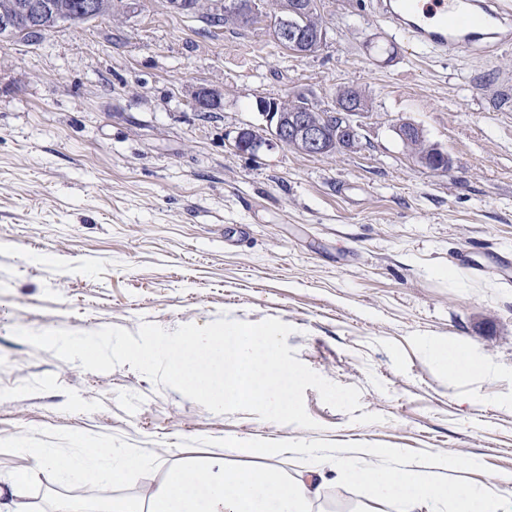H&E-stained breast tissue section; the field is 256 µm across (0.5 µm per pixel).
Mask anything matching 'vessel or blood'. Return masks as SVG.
<instances>
[{"label": "vessel or blood", "instance_id": "1", "mask_svg": "<svg viewBox=\"0 0 512 512\" xmlns=\"http://www.w3.org/2000/svg\"><path fill=\"white\" fill-rule=\"evenodd\" d=\"M372 7L423 50L492 57L512 44V0H373Z\"/></svg>", "mask_w": 512, "mask_h": 512}]
</instances>
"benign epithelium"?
<instances>
[{"label": "benign epithelium", "instance_id": "benign-epithelium-1", "mask_svg": "<svg viewBox=\"0 0 512 512\" xmlns=\"http://www.w3.org/2000/svg\"><path fill=\"white\" fill-rule=\"evenodd\" d=\"M208 13L235 21H252L262 16L269 19L274 36L284 39L287 27L281 24L280 13L270 14L262 0H248L247 9L238 8V0H211ZM326 31L317 27L305 34L288 39L291 50L298 54H312L324 44ZM258 108L266 121V130L276 142L290 146L301 154L324 156L338 150H353L361 143L362 125L358 118L367 113L366 107L359 101L336 100L334 108L328 112H313L299 103L297 107H288L287 100L264 98L258 101ZM396 134L405 142L414 137L424 139L422 130L409 121L395 126ZM266 143V140L252 128H244L236 137V147L240 151L254 152ZM426 152L421 162L429 168L443 169L452 166L451 157L438 146L425 144Z\"/></svg>", "mask_w": 512, "mask_h": 512}]
</instances>
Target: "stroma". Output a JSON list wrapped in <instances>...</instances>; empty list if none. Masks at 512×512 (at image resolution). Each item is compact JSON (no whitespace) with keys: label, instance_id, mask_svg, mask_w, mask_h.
<instances>
[{"label":"stroma","instance_id":"obj_1","mask_svg":"<svg viewBox=\"0 0 512 512\" xmlns=\"http://www.w3.org/2000/svg\"><path fill=\"white\" fill-rule=\"evenodd\" d=\"M317 5L327 39L307 56L263 21L208 35L166 0L0 42V479L34 470L31 449L74 456L85 442L144 459L123 483L74 484L89 502L126 498L163 461L257 465L234 440L279 449L286 471L296 448L324 465L385 448L384 464L512 494V112L492 97L512 46L444 59L376 20L370 0ZM348 86L370 100L362 149H236L263 122L257 98L328 109ZM203 88L221 95L205 114L192 105ZM402 120L451 168L417 163ZM224 316L291 326L297 359L357 387L381 422H354L310 387L314 430L215 414L129 365L89 372L15 334ZM434 339L472 368L443 377ZM34 472L31 498L50 503L55 470Z\"/></svg>","mask_w":512,"mask_h":512}]
</instances>
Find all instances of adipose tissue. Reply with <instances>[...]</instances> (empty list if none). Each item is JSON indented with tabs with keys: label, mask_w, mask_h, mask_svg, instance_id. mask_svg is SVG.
Instances as JSON below:
<instances>
[{
	"label": "adipose tissue",
	"mask_w": 512,
	"mask_h": 512,
	"mask_svg": "<svg viewBox=\"0 0 512 512\" xmlns=\"http://www.w3.org/2000/svg\"><path fill=\"white\" fill-rule=\"evenodd\" d=\"M35 468L51 467L62 479L91 471L108 484L120 483L141 468L139 456L113 464L108 448H88L79 456L63 457L49 448H34ZM364 465L337 466L334 473L299 465L294 474L275 466L252 468L229 465L223 456H189L168 468L162 481L143 496L106 500L94 508L62 501L56 512H313L322 489L330 481L360 485L363 500L357 512H512V497H496L479 487H452L432 470L382 467L380 448L360 451Z\"/></svg>",
	"instance_id": "adipose-tissue-1"
}]
</instances>
